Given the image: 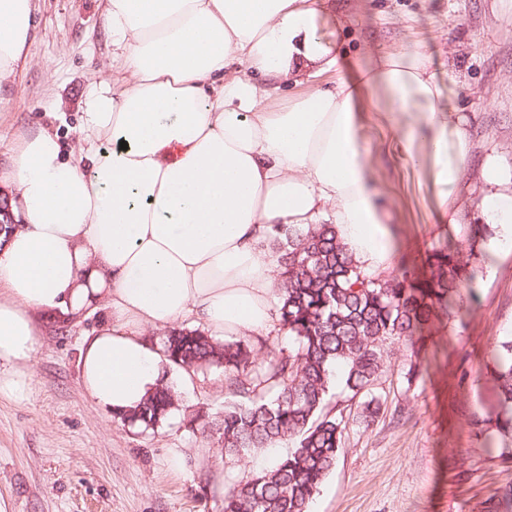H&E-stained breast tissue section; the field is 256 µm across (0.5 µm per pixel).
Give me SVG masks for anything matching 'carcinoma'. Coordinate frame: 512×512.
<instances>
[{
	"label": "carcinoma",
	"mask_w": 512,
	"mask_h": 512,
	"mask_svg": "<svg viewBox=\"0 0 512 512\" xmlns=\"http://www.w3.org/2000/svg\"><path fill=\"white\" fill-rule=\"evenodd\" d=\"M266 246L278 264L280 330L296 348L261 356L248 340L221 341L189 327L169 330L162 346L169 368L224 369V410L215 423L224 456L292 444L271 467L227 487L224 512H308L349 430L343 411L327 409L331 385H341L352 399L369 394L385 372L388 348L425 342L432 312L453 315L460 288H473L478 278L475 269L459 275L460 245L451 238L426 254L433 276L426 288L418 285L415 262L365 273L334 224H278ZM485 369L498 382L499 410L473 426L512 441V332L493 338ZM177 405L175 390L162 383L139 409L115 418L148 429ZM381 410L372 396L360 403L356 422L367 427Z\"/></svg>",
	"instance_id": "obj_1"
}]
</instances>
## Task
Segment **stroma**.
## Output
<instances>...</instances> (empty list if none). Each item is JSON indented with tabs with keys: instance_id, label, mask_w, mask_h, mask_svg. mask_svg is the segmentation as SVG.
<instances>
[{
	"instance_id": "obj_1",
	"label": "stroma",
	"mask_w": 512,
	"mask_h": 512,
	"mask_svg": "<svg viewBox=\"0 0 512 512\" xmlns=\"http://www.w3.org/2000/svg\"><path fill=\"white\" fill-rule=\"evenodd\" d=\"M30 62L18 93L0 110V167L14 136L41 123L66 147L85 135L83 114L96 69L111 47L104 0H35ZM319 37L346 54L337 72L303 82L302 90L334 86L337 74L372 66L379 53L417 48L471 130L461 194L483 190L487 157L512 175V0H327L316 20ZM380 199L392 215L397 259L422 260L446 239L466 237L479 215L465 209L459 224L436 219V190L407 166L385 113L367 130ZM463 270L479 269L461 314L437 313L424 377L407 380L410 352L393 348L392 368L375 394L383 410L370 426L352 425L335 468L309 505L311 512H490L512 486V444L488 452L472 422L492 412L496 379L483 367L493 337L512 330V254L463 250ZM107 318L84 316L69 332L41 329L31 395L19 403L0 396V501L8 512H222L224 486L247 480L286 454L225 458L210 430L224 407V371L191 373L179 385L177 409L143 430L124 426L86 396L79 355L84 338ZM185 456L173 463L174 451Z\"/></svg>"
}]
</instances>
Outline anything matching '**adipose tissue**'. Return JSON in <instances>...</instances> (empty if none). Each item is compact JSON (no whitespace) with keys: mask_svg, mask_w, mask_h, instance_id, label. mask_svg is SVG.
<instances>
[{"mask_svg":"<svg viewBox=\"0 0 512 512\" xmlns=\"http://www.w3.org/2000/svg\"><path fill=\"white\" fill-rule=\"evenodd\" d=\"M324 0H106L112 77L66 151L44 127L18 134L0 184L23 219L0 239V392L25 399L39 346L33 318L106 308L81 349L88 397L138 409L165 360L146 328L184 320L213 336L270 324L275 224L336 225L369 274L391 269L390 213L374 189L366 126L386 100L406 159L428 174L438 218L456 224L468 123L423 53L393 50L355 79L270 106L271 86L330 71L316 34ZM34 0H0V107L11 102L34 23ZM473 206L512 244V181L485 160Z\"/></svg>","mask_w":512,"mask_h":512,"instance_id":"adipose-tissue-1","label":"adipose tissue"}]
</instances>
